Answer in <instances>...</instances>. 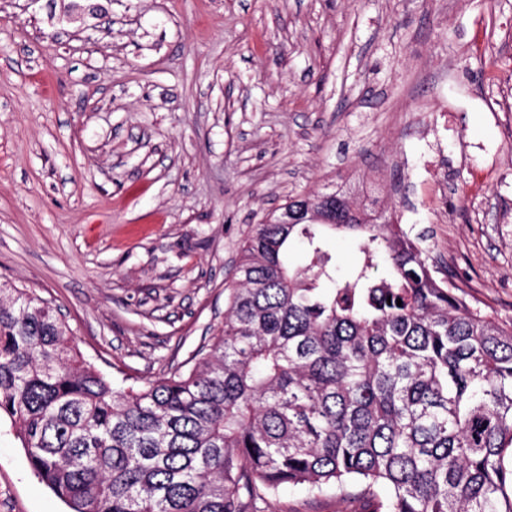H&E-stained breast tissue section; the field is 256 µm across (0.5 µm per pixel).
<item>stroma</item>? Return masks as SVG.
Masks as SVG:
<instances>
[{"instance_id": "obj_1", "label": "stroma", "mask_w": 512, "mask_h": 512, "mask_svg": "<svg viewBox=\"0 0 512 512\" xmlns=\"http://www.w3.org/2000/svg\"><path fill=\"white\" fill-rule=\"evenodd\" d=\"M333 191L512 325V0H0V285L114 385L191 368L252 225ZM0 512H69L6 422Z\"/></svg>"}]
</instances>
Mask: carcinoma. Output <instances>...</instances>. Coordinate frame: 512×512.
Segmentation results:
<instances>
[{"label": "carcinoma", "instance_id": "carcinoma-1", "mask_svg": "<svg viewBox=\"0 0 512 512\" xmlns=\"http://www.w3.org/2000/svg\"><path fill=\"white\" fill-rule=\"evenodd\" d=\"M299 203L291 224L253 225L194 366L142 388L114 386L48 303L0 286V418L71 512H261L286 485L341 502L358 486L370 512H512V327L403 225L355 222L339 193L315 215ZM336 232L359 245L342 285L321 243ZM300 237L309 261L291 269Z\"/></svg>", "mask_w": 512, "mask_h": 512}]
</instances>
